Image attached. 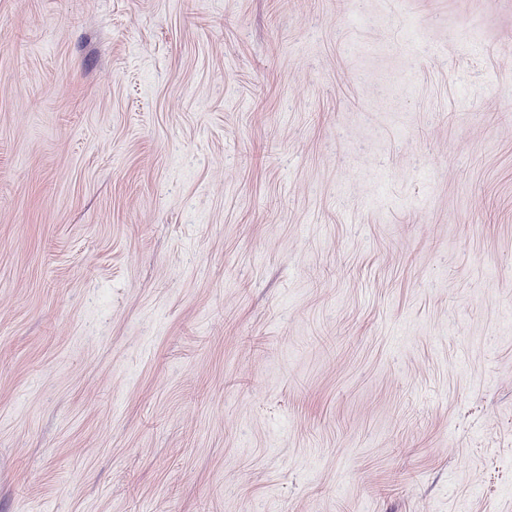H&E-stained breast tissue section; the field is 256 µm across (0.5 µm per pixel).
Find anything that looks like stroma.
<instances>
[{
    "mask_svg": "<svg viewBox=\"0 0 512 512\" xmlns=\"http://www.w3.org/2000/svg\"><path fill=\"white\" fill-rule=\"evenodd\" d=\"M0 512H512V0H0Z\"/></svg>",
    "mask_w": 512,
    "mask_h": 512,
    "instance_id": "obj_1",
    "label": "stroma"
}]
</instances>
